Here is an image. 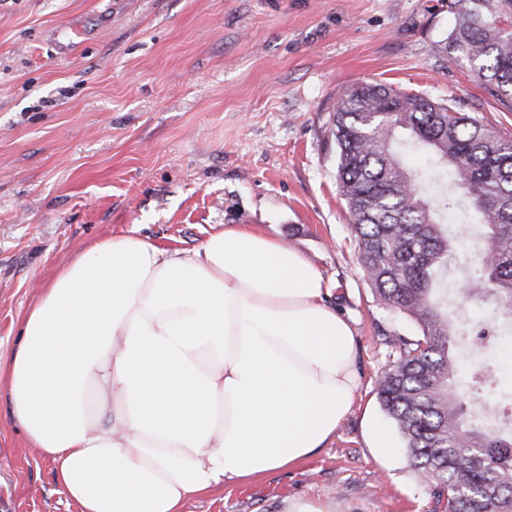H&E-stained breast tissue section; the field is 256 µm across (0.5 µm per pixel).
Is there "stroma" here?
Listing matches in <instances>:
<instances>
[{
    "mask_svg": "<svg viewBox=\"0 0 512 512\" xmlns=\"http://www.w3.org/2000/svg\"><path fill=\"white\" fill-rule=\"evenodd\" d=\"M448 0H0V354L54 274L131 232L193 250L252 224L308 258L355 331L360 390L335 438L299 465L230 483L187 512H432L402 449L377 459L366 413L389 341L415 326L379 305L336 189L342 91L386 82L492 122L512 109L434 45ZM512 388V335L466 337L460 380ZM0 512H79L0 391Z\"/></svg>",
    "mask_w": 512,
    "mask_h": 512,
    "instance_id": "obj_1",
    "label": "stroma"
}]
</instances>
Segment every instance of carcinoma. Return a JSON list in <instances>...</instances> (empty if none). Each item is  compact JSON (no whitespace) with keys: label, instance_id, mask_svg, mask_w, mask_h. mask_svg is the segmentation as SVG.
<instances>
[{"label":"carcinoma","instance_id":"obj_1","mask_svg":"<svg viewBox=\"0 0 512 512\" xmlns=\"http://www.w3.org/2000/svg\"><path fill=\"white\" fill-rule=\"evenodd\" d=\"M455 25L438 54L462 59L501 102L512 101V0H457ZM331 136L336 184L352 220L358 258L373 295L417 327L399 336L376 394L412 470L442 512H512V417L472 397L492 387L490 369L454 382L448 275L463 293L490 299L512 330V139L446 101L378 82L357 83L336 103ZM433 161L411 168L407 152ZM478 216L472 267H459L448 228Z\"/></svg>","mask_w":512,"mask_h":512}]
</instances>
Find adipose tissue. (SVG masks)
<instances>
[{
	"label": "adipose tissue",
	"instance_id": "adipose-tissue-1",
	"mask_svg": "<svg viewBox=\"0 0 512 512\" xmlns=\"http://www.w3.org/2000/svg\"><path fill=\"white\" fill-rule=\"evenodd\" d=\"M327 293L250 224L174 253L115 234L43 288L0 389L80 512H185L335 436L360 377Z\"/></svg>",
	"mask_w": 512,
	"mask_h": 512
}]
</instances>
